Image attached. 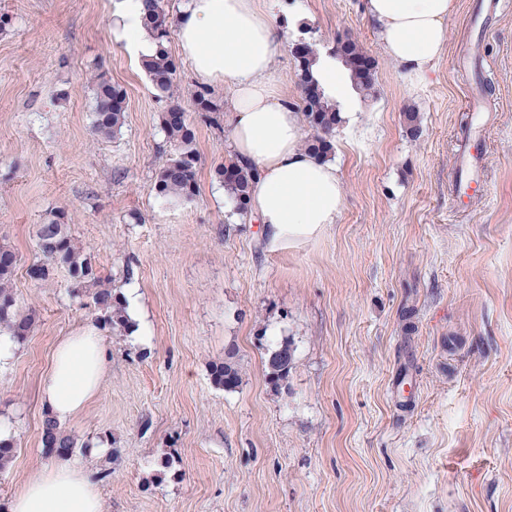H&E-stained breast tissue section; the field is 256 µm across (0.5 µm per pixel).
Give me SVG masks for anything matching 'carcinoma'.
<instances>
[{"mask_svg":"<svg viewBox=\"0 0 512 512\" xmlns=\"http://www.w3.org/2000/svg\"><path fill=\"white\" fill-rule=\"evenodd\" d=\"M144 3V23L158 45L156 56L142 67L149 76L156 95L172 96L173 80L177 70L175 60L170 55L166 43L169 40L172 22L163 8L162 0H142ZM348 71L355 88L368 93L377 84L375 61L348 36L336 37V48L332 52ZM299 63L297 78L303 91V110L314 129L306 149L317 158H326L334 149L333 137L339 122L340 112L335 102L326 94L319 78L313 71L317 52L313 46L301 42V53L296 56ZM125 96L112 82L101 79L95 88V110L93 130L96 134L110 137L118 134L125 120ZM161 127L167 140L173 145L171 158L159 169L155 187L162 196L178 201L189 202L196 195V167L198 153L195 148V133L184 109L171 104L161 115ZM224 183V191L245 211L250 202V184L254 178L252 169L231 162L218 169ZM35 241L40 259L28 268L29 276L37 281L50 278L54 266L67 268L76 287L86 289L94 307L104 312V322L114 330H127L130 320L121 297L109 286V280L97 274L93 259L75 241L69 225L59 214H50L42 224L37 225ZM19 258L7 245L0 244V330H6L20 342L26 339L34 323V314L22 312L16 307L11 290ZM295 363L294 350L283 343L267 351L265 373L269 382L278 385L285 380ZM213 384L227 391L236 389L240 382V372L235 363L226 360L211 367ZM41 444L47 452L61 458L71 455L76 442L57 421L47 416L42 423Z\"/></svg>","mask_w":512,"mask_h":512,"instance_id":"1","label":"carcinoma"}]
</instances>
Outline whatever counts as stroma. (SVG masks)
<instances>
[{
	"label": "stroma",
	"mask_w": 512,
	"mask_h": 512,
	"mask_svg": "<svg viewBox=\"0 0 512 512\" xmlns=\"http://www.w3.org/2000/svg\"><path fill=\"white\" fill-rule=\"evenodd\" d=\"M488 2L459 0L444 57L416 85L384 55L363 0H281L284 45L325 56L351 36L378 82L336 127L337 222L275 242L217 175L235 159L230 92L209 88L200 111L177 41L168 100L112 31L121 0H0V244L20 258L17 306L35 314L0 366V426L16 444L0 512L55 462L40 443L39 384L60 337L84 326L109 343V371L63 428L78 442L72 462L100 479L104 512H512V13L486 18ZM101 77L125 93L112 138L92 131ZM173 100L199 157L187 203L155 190ZM467 119L477 200L452 179ZM54 211L113 288L133 293L140 338L104 325L65 268L28 277L36 227ZM284 341L295 365L276 387L264 361ZM229 355L233 391L210 377ZM98 440L109 454L89 457Z\"/></svg>",
	"instance_id": "obj_1"
}]
</instances>
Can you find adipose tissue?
Listing matches in <instances>:
<instances>
[{"label": "adipose tissue", "instance_id": "1", "mask_svg": "<svg viewBox=\"0 0 512 512\" xmlns=\"http://www.w3.org/2000/svg\"><path fill=\"white\" fill-rule=\"evenodd\" d=\"M279 0H186L179 16L181 52L196 79L228 85L237 161L254 168L251 205L275 240L306 238L336 223L343 202L335 164L316 159L302 144V115L278 94L273 66L284 44L275 24ZM458 0H365L378 41L413 83L424 82L446 48V23ZM142 0H123L114 29L138 59L156 54L143 26ZM111 349L91 327L62 337L40 383L47 413L75 419L99 394ZM8 512H103L99 488L87 471L62 461L28 474Z\"/></svg>", "mask_w": 512, "mask_h": 512}]
</instances>
